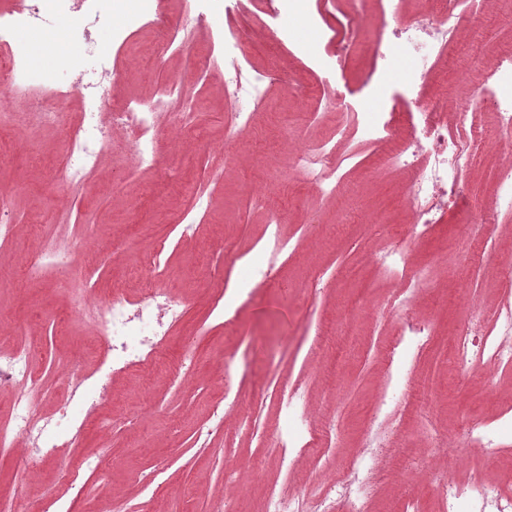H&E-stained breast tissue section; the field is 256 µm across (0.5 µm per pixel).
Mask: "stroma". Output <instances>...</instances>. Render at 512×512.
Masks as SVG:
<instances>
[{"instance_id": "obj_1", "label": "stroma", "mask_w": 512, "mask_h": 512, "mask_svg": "<svg viewBox=\"0 0 512 512\" xmlns=\"http://www.w3.org/2000/svg\"><path fill=\"white\" fill-rule=\"evenodd\" d=\"M219 7L259 30L250 51L253 69L279 60L313 84L312 97L298 101L285 88L272 86L268 107L254 114L249 132L226 143L224 73L217 70L202 79L190 67L209 30L200 29L189 40L185 56L164 61L154 54L153 25L134 33L125 46L114 47L109 31L121 17L100 14L98 40L110 47L121 70L113 106L130 98L150 102L178 75L197 99L198 120L185 136L183 153L154 169L126 167V145L113 140L111 153L73 197L76 220L69 224L58 209L64 133L33 126L22 99L0 117V199L8 201L6 215L15 226L11 240L0 245V275L15 276L11 288H0V331L8 333L11 344L30 346L32 366L51 392L44 410L53 408L66 368L91 362L95 340L80 321L60 331L53 323L54 315L72 311L73 297L82 290L80 279L18 276L42 240L68 229L85 260L99 267L97 292L104 296L119 278L130 294H138L145 275L142 255L155 240L167 239L168 286L191 305L155 370L134 368L113 379L112 410L129 424L113 435L104 471L87 480L73 512H110L116 502L136 506L140 485L156 470L161 486L153 512H209L219 503L223 512H263L270 492L318 488L357 452L386 381L381 351L395 326L375 322L373 314L392 283L373 255L385 246L391 222L409 220L402 196L408 176L390 169L377 147L353 140L340 148L345 161L338 191L323 198L292 170L289 152L330 140L337 124L347 122L345 110L325 112L327 91L348 98L368 95L372 110L387 98L402 96L400 68L385 66L379 86L368 88L365 63L355 57L318 83L305 60L270 37L276 20L266 15L252 20L249 0H221ZM468 28L469 36L460 39L443 65L446 78L433 81L430 92L458 93L455 75L461 70L479 81L472 34L480 35L488 55L512 46L507 6L473 13ZM496 175L492 164L475 167L468 176L466 212L449 214L430 238L413 244L415 263L426 267L434 282L418 294L415 305L434 317L436 336L414 365V395L390 444L391 474L381 481L372 512H402L412 498L421 501L425 512H439L425 475H407L408 464L423 456L435 432L512 408V372L499 373L491 393L481 378L455 367V335L466 323L459 296L469 294L489 312L512 301V276L484 260L488 252L512 245V215L503 216L488 234L475 230L490 207ZM200 189L208 198L200 232L180 236L177 226L193 210ZM272 209L281 214L284 252L253 285L233 320H215L209 315L212 271L223 249L241 255L255 251ZM189 340L196 370L182 382L172 365ZM232 354L246 357L250 375L238 383L235 403L228 404L219 370ZM295 388L313 408L314 424L322 429L337 424L340 435L323 446L321 456L299 458L288 469L281 465L273 434L280 423L279 399ZM430 391L437 399L428 407L423 397ZM218 404L228 415L224 430L208 447H200L195 430ZM103 436L102 428L92 427L65 457L47 460L36 479L29 478L22 460L0 449V496L17 498L36 512L42 497L67 495L66 465L97 451Z\"/></svg>"}]
</instances>
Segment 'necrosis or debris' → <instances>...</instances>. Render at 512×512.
<instances>
[{"label": "necrosis or debris", "mask_w": 512, "mask_h": 512, "mask_svg": "<svg viewBox=\"0 0 512 512\" xmlns=\"http://www.w3.org/2000/svg\"><path fill=\"white\" fill-rule=\"evenodd\" d=\"M166 0H138L134 12L125 15L112 30L113 42L124 44L145 24H154L161 35L157 53L161 58L182 55L185 45L215 0H195L179 29H170L165 12ZM363 11L328 8L309 11L308 18L317 28L335 23L336 38L344 45L345 56H358L378 72L387 58L409 56L410 64L401 79L423 107L401 112L396 101L364 109L362 100L346 102L354 118V130L361 142L378 145L391 142L387 165L407 168L412 177L404 190L413 222L402 234L387 242L379 265L395 284L383 307L394 318L397 328L388 353V379L376 400L375 416L391 423L402 411V395L410 380V363L431 343L435 335L432 317L418 314L416 295L430 287L425 270L411 260L412 242L429 236L436 225L445 223L450 210L467 204V175L486 152L498 160L494 206L490 218L512 212V52H498L472 84L469 74L459 83L468 90L465 105L471 114L468 127L457 128L448 119V101L428 95L427 88L438 75V63L460 39L467 10L462 0H424L419 13L404 14L392 31H377L374 39L360 40L356 34L367 19L384 8V0H364ZM112 0H18L14 7L0 9V98L31 99L38 121L59 126L63 113L48 107V100L66 101L78 96L82 121L66 136L67 162L62 170L65 193L61 204H68L112 148L113 135H121L127 146L129 164L139 168L159 166L166 154L175 153L180 140L161 146L157 133L158 113L173 111V126L191 131L194 113L182 80L175 79L154 96L152 102L131 100L121 111L112 109V91L118 79L111 54L93 36L92 20ZM57 19L71 20L70 40L76 57L92 55L98 59L93 71L79 72L68 85L54 83L33 65L35 57L54 53L49 42L23 40V32ZM248 29L227 25L221 40L208 41L196 63L204 69L224 71L229 110L224 127L237 132L251 125L253 112L266 102L271 84L284 85L298 99H305L307 88L301 79L274 68L266 73H251L247 51L252 46ZM495 111L499 137L488 143L476 120L484 105ZM345 129H337L336 138L296 151L294 166L313 188L322 194L335 193L341 158L339 140ZM165 240H157L152 253L144 259L148 274L138 297H130L121 281H114L105 296L88 292L80 295L75 314L89 323L96 334L97 362L93 370L73 369L62 381L66 399L57 412L39 410L40 378L35 373L29 350L0 346V395L8 396L11 411L7 425L0 427V446L19 449L30 475H37L43 462L58 456L83 438L89 424L108 418L112 428H124L125 422L112 414L110 384L113 376L133 367H150L168 343L171 330L179 325L188 310L185 299L172 297L160 282L165 274ZM29 279L40 280L52 274L62 280L81 276L92 283L95 273L80 263L68 233L46 240L25 264ZM458 363L468 374L487 380L498 372L512 369V305L503 304L493 312L469 305L468 321L456 338ZM281 423L277 445L285 449L283 466H293L296 454L313 450L316 432L311 411L298 392H289L280 404ZM512 433V418H496L451 432H439L432 438V464L426 473L434 493L444 497L442 512H512V496L485 477L486 466L494 464L501 451L500 440ZM470 465L468 477H461L463 465ZM390 469L389 439L376 429L366 433L365 444L334 478L326 482L314 501L299 494L270 493L264 512H370V502L378 483Z\"/></svg>", "instance_id": "1"}]
</instances>
